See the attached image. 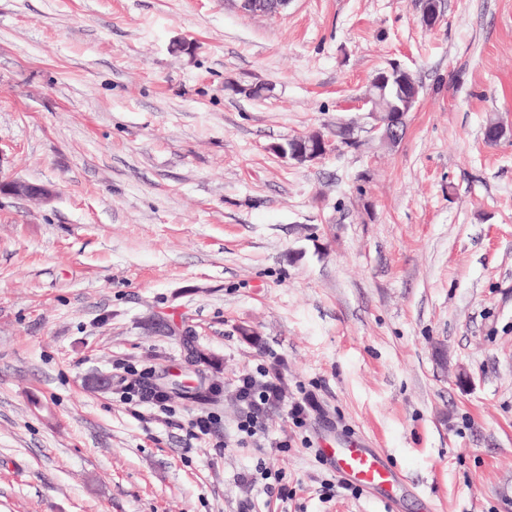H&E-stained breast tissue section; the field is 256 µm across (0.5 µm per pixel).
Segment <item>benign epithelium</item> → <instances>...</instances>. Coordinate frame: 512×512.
<instances>
[{
  "mask_svg": "<svg viewBox=\"0 0 512 512\" xmlns=\"http://www.w3.org/2000/svg\"><path fill=\"white\" fill-rule=\"evenodd\" d=\"M289 0H239L240 9L246 12H279L288 6ZM440 0H426L422 8V23L428 29L436 28L442 19L439 8ZM396 84L404 90L402 106L396 112L385 114L378 111L373 104L370 94H365L361 103L367 106V117L370 119L366 133L371 137L379 138L382 142L394 144L399 140L402 131L404 116L403 110L417 102L419 89L412 80V74L398 61L378 71L373 84L385 87ZM337 145L321 134L297 136L290 139L285 146L277 147L283 157L297 164L316 162L328 153L336 150ZM0 196H12L28 200L49 203L55 196L52 187L43 184L31 183L22 179L0 178Z\"/></svg>",
  "mask_w": 512,
  "mask_h": 512,
  "instance_id": "7a95c632",
  "label": "benign epithelium"
}]
</instances>
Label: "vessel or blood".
<instances>
[{
    "instance_id": "1",
    "label": "vessel or blood",
    "mask_w": 512,
    "mask_h": 512,
    "mask_svg": "<svg viewBox=\"0 0 512 512\" xmlns=\"http://www.w3.org/2000/svg\"><path fill=\"white\" fill-rule=\"evenodd\" d=\"M321 454L341 478L368 494L379 495L384 503L393 501L399 478L383 452L365 447L362 439L351 438L337 444L323 443Z\"/></svg>"
}]
</instances>
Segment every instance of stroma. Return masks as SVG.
<instances>
[{"mask_svg":"<svg viewBox=\"0 0 512 512\" xmlns=\"http://www.w3.org/2000/svg\"><path fill=\"white\" fill-rule=\"evenodd\" d=\"M440 9L0 0V173L57 190L0 196V512H512V0ZM391 60L420 86L396 145L275 152L358 120ZM192 346L222 396L170 403L214 413L220 448L95 383L196 385ZM260 365L285 402L243 448L234 382ZM357 436L401 472L395 510L327 497L315 450ZM337 147L338 145L329 138L313 133L294 137L286 146H278L276 150L283 157L302 165L320 160L328 153L335 151Z\"/></svg>","mask_w":512,"mask_h":512,"instance_id":"stroma-1","label":"stroma"}]
</instances>
